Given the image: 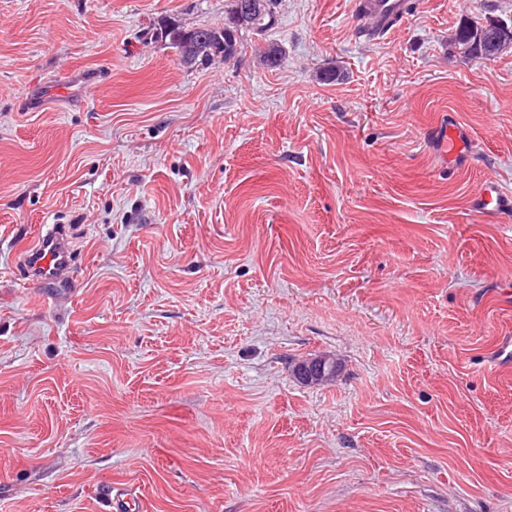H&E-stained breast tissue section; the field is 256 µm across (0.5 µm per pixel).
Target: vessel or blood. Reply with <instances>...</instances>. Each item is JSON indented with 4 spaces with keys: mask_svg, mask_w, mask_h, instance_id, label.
Here are the masks:
<instances>
[{
    "mask_svg": "<svg viewBox=\"0 0 512 512\" xmlns=\"http://www.w3.org/2000/svg\"><path fill=\"white\" fill-rule=\"evenodd\" d=\"M358 10L369 30L387 32L407 12V0H359ZM70 236L66 227L46 225L44 231L20 253L32 279L48 285H65L71 279Z\"/></svg>",
    "mask_w": 512,
    "mask_h": 512,
    "instance_id": "b4317fda",
    "label": "vessel or blood"
}]
</instances>
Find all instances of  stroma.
<instances>
[{"label": "stroma", "instance_id": "1", "mask_svg": "<svg viewBox=\"0 0 512 512\" xmlns=\"http://www.w3.org/2000/svg\"><path fill=\"white\" fill-rule=\"evenodd\" d=\"M224 8L0 0V512H512V48L450 42L512 0L373 40L355 0H276L183 66L161 26ZM45 224L70 292L25 280ZM319 353L341 375L299 384ZM502 194L499 187L494 182L485 183L477 198V206L479 211L483 213H491L498 209L502 203Z\"/></svg>", "mask_w": 512, "mask_h": 512}]
</instances>
